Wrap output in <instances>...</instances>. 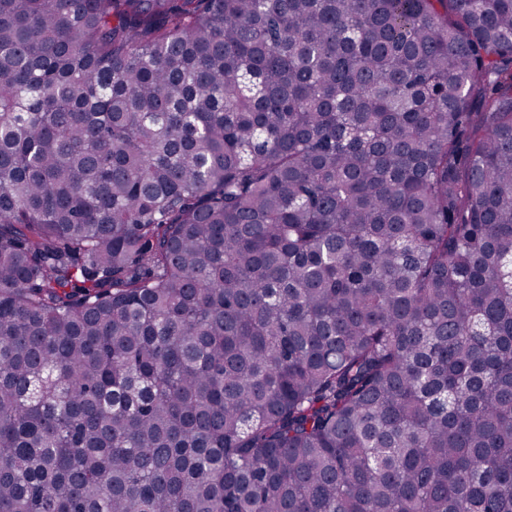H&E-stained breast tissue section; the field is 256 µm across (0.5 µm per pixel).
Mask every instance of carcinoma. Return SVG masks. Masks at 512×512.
I'll use <instances>...</instances> for the list:
<instances>
[{"mask_svg": "<svg viewBox=\"0 0 512 512\" xmlns=\"http://www.w3.org/2000/svg\"><path fill=\"white\" fill-rule=\"evenodd\" d=\"M0 512H512V0H0Z\"/></svg>", "mask_w": 512, "mask_h": 512, "instance_id": "carcinoma-1", "label": "carcinoma"}]
</instances>
